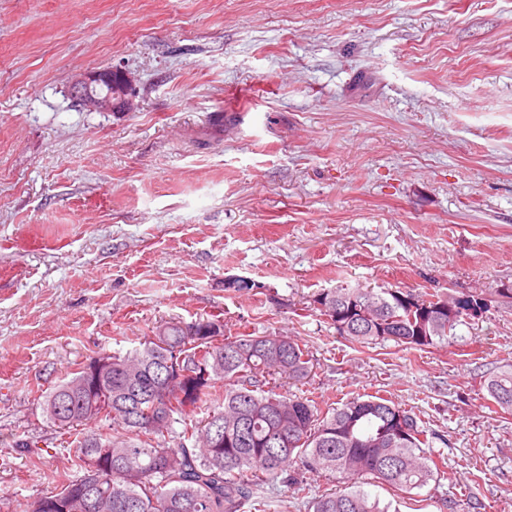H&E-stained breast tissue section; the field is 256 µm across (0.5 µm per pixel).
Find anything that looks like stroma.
Returning a JSON list of instances; mask_svg holds the SVG:
<instances>
[{
  "instance_id": "obj_1",
  "label": "stroma",
  "mask_w": 512,
  "mask_h": 512,
  "mask_svg": "<svg viewBox=\"0 0 512 512\" xmlns=\"http://www.w3.org/2000/svg\"><path fill=\"white\" fill-rule=\"evenodd\" d=\"M109 70L131 109L76 107ZM357 285L489 310L363 348L310 307ZM212 315L306 345L288 393L444 435L443 476L366 485L394 512H512V415L480 385L512 363V0H0V512L77 474L43 391Z\"/></svg>"
}]
</instances>
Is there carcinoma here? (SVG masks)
<instances>
[{
    "label": "carcinoma",
    "mask_w": 512,
    "mask_h": 512,
    "mask_svg": "<svg viewBox=\"0 0 512 512\" xmlns=\"http://www.w3.org/2000/svg\"><path fill=\"white\" fill-rule=\"evenodd\" d=\"M414 300L402 302L399 290L334 288L313 296V303L345 307L352 300L370 298L381 304L378 318L391 322L381 331L374 321H354L339 332L363 347L397 345L433 347L456 326L485 313L488 305L475 294L457 296L454 316L446 317L430 336L417 328L428 309L448 295L427 297L415 290ZM110 371L97 380L96 401L82 389L96 358H89L74 376L50 387L43 395L46 417L63 429L106 420L120 432L104 436L91 429L77 442L72 465L78 478L27 501L22 512H92L98 499L112 503L98 512H266L257 493V475L281 479L287 490L305 497L304 477L323 471L349 480H367L381 487L410 493L441 473L427 454L440 436L418 424L417 418L392 400L364 394L336 407L322 408L314 397L280 391L282 384L313 379L314 362L308 348L288 335H228L220 316L190 322L165 321L139 346L122 354L102 353ZM182 360L193 371L201 363L209 369L205 380L181 386L186 399L168 389L166 363ZM486 399L499 411L512 414V364L485 376ZM222 409L208 415L200 427L189 417L207 403ZM167 416L162 429L150 427L148 418ZM408 419L403 436L394 433L398 413ZM221 422L224 446L208 448L203 434ZM183 425L175 448L166 436ZM104 448L112 449L108 469L89 468L87 460ZM312 512H388L362 489L323 493L309 503Z\"/></svg>",
    "instance_id": "carcinoma-1"
}]
</instances>
